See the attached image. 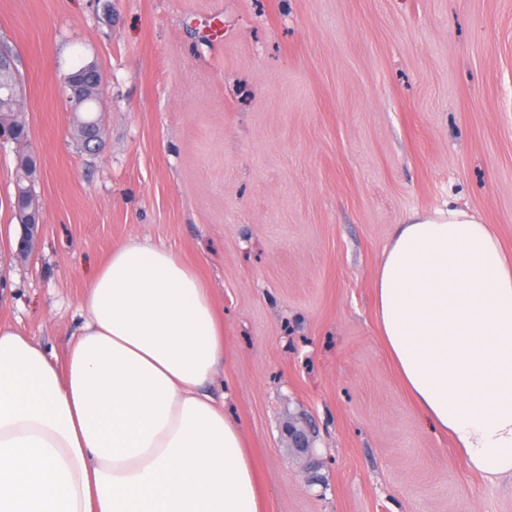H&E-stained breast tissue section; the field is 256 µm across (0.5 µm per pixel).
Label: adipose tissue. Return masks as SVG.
I'll list each match as a JSON object with an SVG mask.
<instances>
[{
	"label": "adipose tissue",
	"instance_id": "ef3b65f1",
	"mask_svg": "<svg viewBox=\"0 0 512 512\" xmlns=\"http://www.w3.org/2000/svg\"><path fill=\"white\" fill-rule=\"evenodd\" d=\"M401 383L467 468L512 477V253L474 211L396 225L374 276ZM62 361L0 323V512H264L248 439L208 392L228 363L197 271L128 238Z\"/></svg>",
	"mask_w": 512,
	"mask_h": 512
}]
</instances>
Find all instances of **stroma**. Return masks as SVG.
I'll return each instance as SVG.
<instances>
[{
  "label": "stroma",
  "instance_id": "stroma-1",
  "mask_svg": "<svg viewBox=\"0 0 512 512\" xmlns=\"http://www.w3.org/2000/svg\"><path fill=\"white\" fill-rule=\"evenodd\" d=\"M0 52L29 130L0 147V222L31 154L43 222L0 247L1 323L63 357L113 246L166 245L224 318L265 512H512L511 479L424 425L373 289L394 226L446 201L512 251V0H0ZM89 64L94 154L62 93Z\"/></svg>",
  "mask_w": 512,
  "mask_h": 512
}]
</instances>
